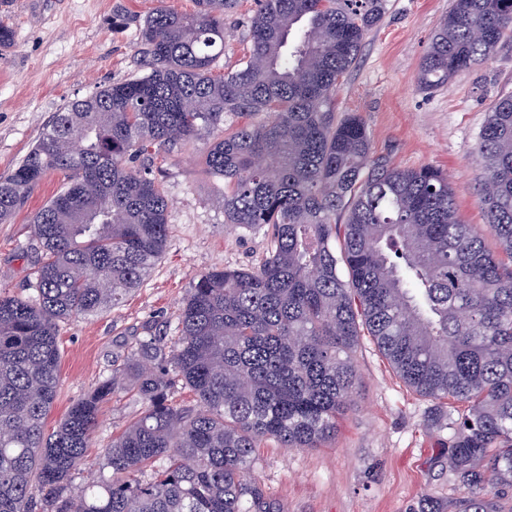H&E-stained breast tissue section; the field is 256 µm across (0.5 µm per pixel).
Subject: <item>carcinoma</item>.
Here are the masks:
<instances>
[{
	"mask_svg": "<svg viewBox=\"0 0 512 512\" xmlns=\"http://www.w3.org/2000/svg\"><path fill=\"white\" fill-rule=\"evenodd\" d=\"M237 3L156 8L139 33L150 72L69 102L0 177L6 223L48 172L64 175L32 217L35 296H0V512H272L256 449L336 438L362 336L438 407H467L448 445L458 512H501L497 489L512 487V95L490 106L476 148L492 251L459 220L447 175L392 167L373 155L361 114L336 118L340 81L387 0H255L247 51L217 74ZM509 33L512 0H453L419 87L447 85ZM228 114L247 121L226 133ZM197 140L224 181V223L263 231L265 253L198 275L178 344L138 340L46 431L59 323L119 306L149 275L169 200L146 162ZM178 382L198 411L169 399ZM126 387L138 414L98 477L73 488L102 404Z\"/></svg>",
	"mask_w": 512,
	"mask_h": 512,
	"instance_id": "carcinoma-1",
	"label": "carcinoma"
}]
</instances>
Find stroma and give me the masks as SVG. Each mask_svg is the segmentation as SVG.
<instances>
[{
	"label": "stroma",
	"mask_w": 512,
	"mask_h": 512,
	"mask_svg": "<svg viewBox=\"0 0 512 512\" xmlns=\"http://www.w3.org/2000/svg\"><path fill=\"white\" fill-rule=\"evenodd\" d=\"M452 3L388 0L386 15L367 34L342 81L336 107L341 115L364 116L374 154L394 167L428 166L447 174L460 220L481 232L475 147L491 104L512 94V39L447 85L419 89V64ZM162 4L181 13L194 9L193 0H0V25L14 32L13 45L0 50V176L23 159L44 124L68 102L146 74L138 62L139 29ZM252 8V0H241L225 18L219 71L233 68L242 55ZM202 150L190 144L153 159L152 175L171 200L170 234L145 281L119 307L61 323L60 386L47 428L111 375L144 328L161 333L167 344L177 341V318L199 274L261 258L263 234L225 226L224 184L207 172ZM61 180V174H48L11 223L0 224V292L31 295V219ZM355 360L359 389L332 443L307 450L270 440L258 449L255 474L273 512H420L426 497L440 512H454L463 491L448 469V441L463 406L437 410L435 400L392 371L371 337H361ZM139 407L124 391L103 404L89 461L102 460Z\"/></svg>",
	"instance_id": "35a3bbf8"
}]
</instances>
